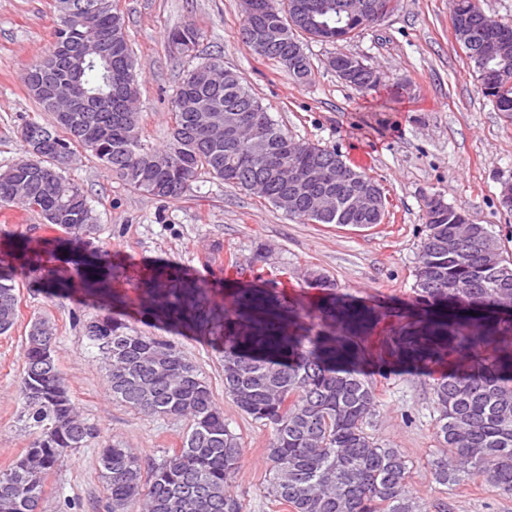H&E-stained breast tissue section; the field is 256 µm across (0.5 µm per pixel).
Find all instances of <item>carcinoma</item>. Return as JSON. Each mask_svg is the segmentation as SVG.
Returning <instances> with one entry per match:
<instances>
[{
    "label": "carcinoma",
    "mask_w": 512,
    "mask_h": 512,
    "mask_svg": "<svg viewBox=\"0 0 512 512\" xmlns=\"http://www.w3.org/2000/svg\"><path fill=\"white\" fill-rule=\"evenodd\" d=\"M97 0H56L53 42L28 68L26 87L40 108L53 115L49 127L34 119L22 128L51 141V153H26L0 171V205L39 212L63 233L47 240L69 253L85 294L104 301L106 312L84 324L104 360L112 398L148 416L188 421L182 446L159 459L109 443L98 450V470L107 490V512H242L233 480L243 454L240 437L224 420L207 381L171 342L129 327L115 312L114 267L91 247L97 216L84 190L64 175L79 148L130 188L160 200L190 192L202 172L280 208L288 192L269 162L321 168L342 155L296 140L224 68L219 56L203 58L189 70L172 102L168 142L155 146L140 132L135 103L140 65L117 6L91 23L83 14ZM343 0H249L240 36L265 40L249 46L256 55L306 81L312 65L303 38L314 29L300 24L296 5L326 8L334 18ZM455 22L465 28L466 52L476 74L479 63L512 74V56L487 51L488 26H512L486 15L476 0H457ZM200 33L187 25L169 34L184 53L196 51ZM111 49L109 63L94 56L76 61L83 46ZM512 120V84L485 92ZM238 125L237 139L198 140L210 115ZM377 182L355 166L348 184L325 213L303 196L286 212L311 224H372L351 210L345 195ZM464 213L444 203L426 209L413 303L382 311L331 292L334 283L318 274L325 291L324 324L314 332L296 304L267 288H235L234 310L209 300L224 288L165 272L143 283L139 314L167 323L222 347L224 392L242 413L273 428L267 448L266 494L291 512H423L407 487L408 460L398 448L379 443L366 431L376 416L373 380L363 366H402L448 371L431 384L438 417L435 434L443 447L432 462L435 480L448 485L459 476L484 478L499 494L512 496V317L495 310L512 304V259L484 224L463 223ZM458 248L448 250V240ZM18 295L13 275L0 269V335L16 322ZM398 323L369 348L381 320ZM55 334L42 319L25 338L19 385L20 418L32 436L23 454L0 472V512H39L47 476L79 448H90L100 430L82 418L55 359Z\"/></svg>",
    "instance_id": "carcinoma-1"
}]
</instances>
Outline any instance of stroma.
Wrapping results in <instances>:
<instances>
[{
	"label": "stroma",
	"mask_w": 512,
	"mask_h": 512,
	"mask_svg": "<svg viewBox=\"0 0 512 512\" xmlns=\"http://www.w3.org/2000/svg\"><path fill=\"white\" fill-rule=\"evenodd\" d=\"M126 31L142 64L136 108L144 138L165 144L171 100L198 57L218 55L237 73L296 139L336 149L365 169L387 198L385 223L369 228L306 224L270 203L200 175L191 193L159 200L107 174L87 152L77 151L65 169L79 184L98 218L96 245L119 271L112 283L125 297V321L173 342L211 386L230 429L244 448L234 479L243 512H285L264 496L267 448L272 430L245 416L224 392L223 354L211 343L138 313L139 285L159 266L173 265L194 278L285 290L305 308L306 323L319 329L322 295L309 287L312 271L325 273L339 294L380 307L413 299L415 266L425 234V200L436 195L486 225L512 255V213L499 204L503 182H512V121L485 96L473 65L457 43L448 0H395L392 12L354 38L336 44L311 42L308 82H296L278 64L241 41L240 0H117ZM54 0H0V170L23 153L20 128L27 118L49 122L30 97L24 77L52 41ZM190 24L200 33L196 56L169 43L170 30ZM350 53L376 70L380 84L362 91L342 80L328 61ZM53 230L35 211L0 207V268L16 274L18 318L0 335V471L20 456L31 436L20 419L18 399L24 339L31 322L47 319L56 333V359L80 414L101 431L102 442L120 443L145 459L179 448L183 420L158 419L115 401L105 384L102 354L82 328L97 308L82 297L72 264L48 246ZM31 239L39 258L22 257L14 243ZM53 272L71 285L54 298L37 280ZM378 410L368 431L401 449L409 461L408 486L427 512H512V497L482 479L448 486L431 469L441 445L428 377L391 369L375 377ZM104 512L106 490L96 451L81 448L50 474L42 512Z\"/></svg>",
	"instance_id": "1"
}]
</instances>
